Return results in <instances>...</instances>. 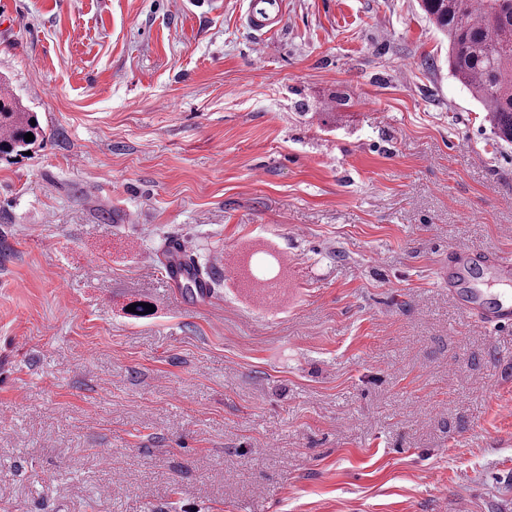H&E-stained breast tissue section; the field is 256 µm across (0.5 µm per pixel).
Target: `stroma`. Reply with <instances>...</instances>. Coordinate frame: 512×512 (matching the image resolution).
<instances>
[{"instance_id":"1","label":"stroma","mask_w":512,"mask_h":512,"mask_svg":"<svg viewBox=\"0 0 512 512\" xmlns=\"http://www.w3.org/2000/svg\"><path fill=\"white\" fill-rule=\"evenodd\" d=\"M284 2L0 0V512H512V328L446 275L512 257V146L421 0ZM246 16L247 25L256 32L268 33L276 30L282 23V0H250ZM35 119V125H31ZM0 154L10 155L26 150L41 135L42 128L33 112H26L12 101L8 92L0 88ZM31 132L34 140L26 142L24 135ZM170 244L176 250L179 265L175 269L166 268L168 277L172 280L177 277L179 280L191 282L192 288H196V295L207 299L212 292L211 281L200 273L196 278L194 277L193 273L196 272L197 267L192 259L193 249L189 239L184 237L175 238ZM467 303L462 306V310L466 315L474 313L483 320V322L491 328H500L512 326V299L511 303H494L484 302L481 293L476 288H469L466 292ZM471 304L484 305V308H472Z\"/></svg>"}]
</instances>
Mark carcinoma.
I'll use <instances>...</instances> for the list:
<instances>
[{"label":"carcinoma","instance_id":"1","mask_svg":"<svg viewBox=\"0 0 512 512\" xmlns=\"http://www.w3.org/2000/svg\"><path fill=\"white\" fill-rule=\"evenodd\" d=\"M429 20L448 38V69L487 112L494 135L512 144V6L500 0H422ZM36 115L0 90V154L30 146L39 137Z\"/></svg>","mask_w":512,"mask_h":512}]
</instances>
